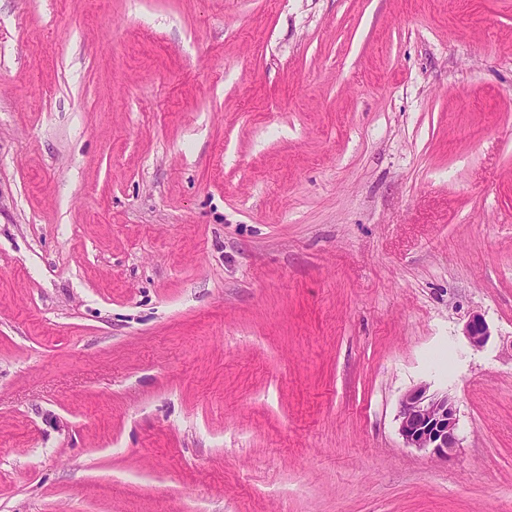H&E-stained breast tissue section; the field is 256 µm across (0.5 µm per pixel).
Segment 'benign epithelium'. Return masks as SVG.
Here are the masks:
<instances>
[{"label":"benign epithelium","mask_w":512,"mask_h":512,"mask_svg":"<svg viewBox=\"0 0 512 512\" xmlns=\"http://www.w3.org/2000/svg\"><path fill=\"white\" fill-rule=\"evenodd\" d=\"M464 336L475 349L486 346L491 331L482 315H472L465 325ZM397 421L398 434L409 448L427 450L446 459L460 447L454 400L444 393L429 391L425 385L403 396Z\"/></svg>","instance_id":"obj_1"}]
</instances>
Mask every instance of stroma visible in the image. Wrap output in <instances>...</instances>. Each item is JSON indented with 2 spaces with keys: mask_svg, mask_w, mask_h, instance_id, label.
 <instances>
[{
  "mask_svg": "<svg viewBox=\"0 0 512 512\" xmlns=\"http://www.w3.org/2000/svg\"><path fill=\"white\" fill-rule=\"evenodd\" d=\"M0 512H512V0H0ZM464 335L473 348L481 349L488 343L491 331L483 316L476 313L466 323ZM398 434L409 448L429 451L447 459L460 448L457 408L448 394L423 385L402 398L397 417Z\"/></svg>",
  "mask_w": 512,
  "mask_h": 512,
  "instance_id": "stroma-1",
  "label": "stroma"
}]
</instances>
